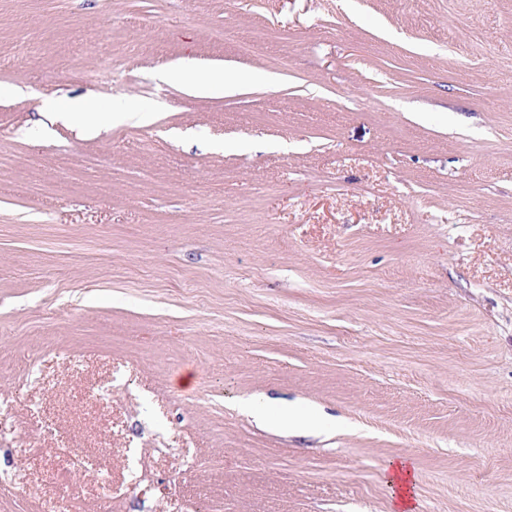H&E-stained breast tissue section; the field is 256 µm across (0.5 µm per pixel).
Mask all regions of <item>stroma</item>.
Returning a JSON list of instances; mask_svg holds the SVG:
<instances>
[{"label":"stroma","instance_id":"obj_1","mask_svg":"<svg viewBox=\"0 0 512 512\" xmlns=\"http://www.w3.org/2000/svg\"><path fill=\"white\" fill-rule=\"evenodd\" d=\"M401 458L512 512V0H0V512H390ZM163 77L167 80L180 82L188 93L197 96H208L214 93L224 94V89L234 91L248 80V76L245 75L232 80L224 79L223 67L201 70L190 59L175 68L167 70ZM47 109L56 120L78 122L88 134L95 133L99 128L100 117L89 102L69 101L62 104L53 101L48 104Z\"/></svg>","mask_w":512,"mask_h":512}]
</instances>
